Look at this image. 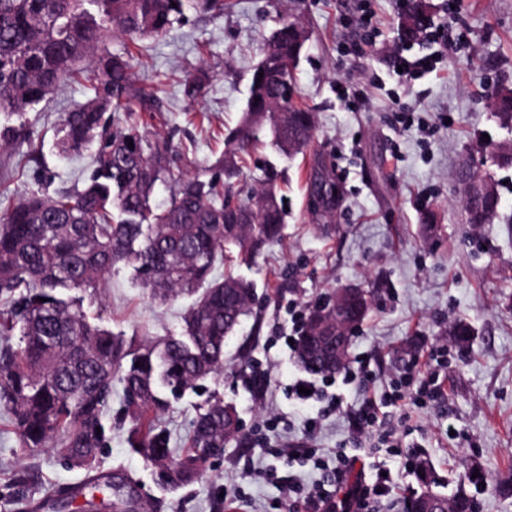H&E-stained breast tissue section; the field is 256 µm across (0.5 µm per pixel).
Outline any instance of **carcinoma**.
<instances>
[{
    "instance_id": "obj_1",
    "label": "carcinoma",
    "mask_w": 512,
    "mask_h": 512,
    "mask_svg": "<svg viewBox=\"0 0 512 512\" xmlns=\"http://www.w3.org/2000/svg\"><path fill=\"white\" fill-rule=\"evenodd\" d=\"M188 8L222 13L224 0H0V113L21 117L62 84L83 79L91 97L64 116L58 146L72 154L96 145L83 187L33 193L0 214V292L11 297V306L0 311V335L17 329L20 336L17 348L0 351V407L11 414L25 452L49 448L95 473L71 497L92 486L111 487L112 512H147L127 484L98 474L112 430L113 381L124 388L128 444L150 461L164 488L198 480L207 461L235 438L220 399L197 415L182 455L170 447L157 418L171 400L223 373L226 340L255 301L253 283L233 272L211 278L216 263H251L282 237L285 223L271 177L252 187L245 202L217 178L175 173L166 150L137 126L106 132L108 112L159 108L128 61L103 48L105 40L163 36ZM431 21L428 0H411L402 38L419 39ZM308 41L301 18L281 16L253 69L240 124L227 138L226 179L236 174L234 156L264 127L285 156L312 138L313 113L286 92ZM205 84L203 75L187 77L184 95L196 98ZM493 110L502 126L512 128L511 88L499 93ZM20 139L31 140L25 123L0 125L1 152ZM491 156L512 167V142L493 145ZM466 171L477 176L468 164L458 173L465 221L490 224L499 215L500 196L468 201ZM167 181L174 183L172 194L158 204L154 189ZM338 191L330 179L315 212L331 217ZM119 263L133 266L144 287L163 300L195 295L184 316L185 335L128 342L91 324L59 296L62 288L94 287ZM332 304L330 298L315 304L297 337L298 360L312 375L329 376L307 363L305 349L325 327L321 313ZM437 498L441 512H467L473 501L461 490Z\"/></svg>"
}]
</instances>
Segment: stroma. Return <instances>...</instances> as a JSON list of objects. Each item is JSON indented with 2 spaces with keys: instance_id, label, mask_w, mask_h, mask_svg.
<instances>
[{
  "instance_id": "35a3bbf8",
  "label": "stroma",
  "mask_w": 512,
  "mask_h": 512,
  "mask_svg": "<svg viewBox=\"0 0 512 512\" xmlns=\"http://www.w3.org/2000/svg\"><path fill=\"white\" fill-rule=\"evenodd\" d=\"M399 0H370L377 23L374 46H364L349 20L356 0H226L223 15L191 11L162 38L131 41L111 37V52L123 54L141 85L155 92L161 109L134 116L113 114V122L139 129L165 145L174 169L223 176L225 139L246 108L251 70L281 14L294 9L310 29L305 56L296 70L295 102L315 115L310 142L281 157L261 131L248 152L239 154L233 189L253 185L272 168L284 201L285 229L251 265L237 272L253 280L258 301L224 347V374L202 391H187L162 413L176 450L187 448L193 423L210 396L236 408L241 432L207 463L201 478L177 490L156 484L153 468L126 443L121 420L123 388L112 387V438L100 469L114 480L131 483L152 512H289L283 485L239 480L244 466L276 464L280 475L304 485L321 480L313 466L272 461L267 451L281 443H301L320 452L344 451L358 462L341 477L343 485L373 481L371 464L387 461L393 490L375 502V512H405L419 492L415 472L403 458L374 452L370 440H357L347 415L371 399L389 420L399 408L387 400L407 362L432 349L447 350L440 364L444 394L413 408L402 431L404 449L416 451L430 467L441 492L464 489L480 512H512V167L488 166L501 197L500 216L477 227L466 223L455 173L464 163L479 164L487 142L511 136L493 116L492 99L500 87H512V0H429L434 23L451 27L453 42L437 54L432 72L406 81L392 72L401 45ZM205 70L209 83L196 99H187L182 82ZM347 79L359 93L356 110L336 97L335 82ZM88 99L81 87L67 85L28 112L27 128L39 148V160L26 161L27 144L0 151V211L31 192L55 195L81 185L90 171L91 151L65 155L56 132L66 112ZM325 159L343 200L331 223L317 222L310 204V181L317 159ZM440 219L421 220L428 209ZM356 285L373 297L370 313L355 331L347 365L354 383L335 382L341 410L322 416L315 433L305 416L289 413L286 388L304 377L285 337L292 324L288 310L302 311L325 293ZM80 299L91 322L125 339H158L184 332L189 298L160 303L143 288L134 270L117 265L97 289H68ZM473 330L460 346L450 330L456 321ZM259 374L262 388L244 383ZM288 414L286 426L273 428V414ZM485 478L473 484L471 469ZM33 476L17 486L16 471ZM85 472L51 451L21 453L10 415L0 409V512H29L30 500L41 512H81V500L57 491L83 482ZM239 485L250 498L241 505L223 498L225 487Z\"/></svg>"
}]
</instances>
